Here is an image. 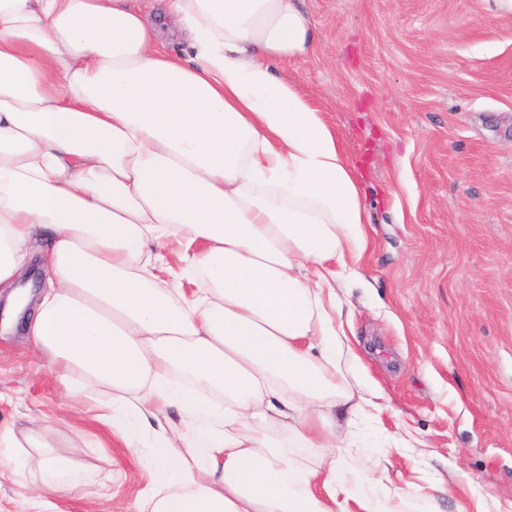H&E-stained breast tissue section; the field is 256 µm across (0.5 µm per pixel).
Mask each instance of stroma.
Instances as JSON below:
<instances>
[{"label":"stroma","instance_id":"obj_1","mask_svg":"<svg viewBox=\"0 0 512 512\" xmlns=\"http://www.w3.org/2000/svg\"><path fill=\"white\" fill-rule=\"evenodd\" d=\"M316 35L274 63L360 165L372 242L347 380L390 400L358 421L403 512H512V15L488 0H300ZM31 424L89 474L62 512H133L140 458L66 397L23 330L0 334V424ZM37 460L0 471V512H37ZM444 483L445 493L434 491Z\"/></svg>","mask_w":512,"mask_h":512}]
</instances>
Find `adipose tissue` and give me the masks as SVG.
<instances>
[{"instance_id": "obj_1", "label": "adipose tissue", "mask_w": 512, "mask_h": 512, "mask_svg": "<svg viewBox=\"0 0 512 512\" xmlns=\"http://www.w3.org/2000/svg\"><path fill=\"white\" fill-rule=\"evenodd\" d=\"M164 15L191 59L158 48L138 0H0L5 320L31 306L26 332L68 398L147 448L135 512H401L345 453L356 420L388 407L338 367L352 347L337 291L371 242L357 169L272 71L314 30L296 0H165ZM178 233L205 243L185 258L190 293L145 261ZM36 260L51 277L30 301L15 286ZM51 445L0 430V467L42 449L29 492L48 510L84 479L79 446Z\"/></svg>"}]
</instances>
